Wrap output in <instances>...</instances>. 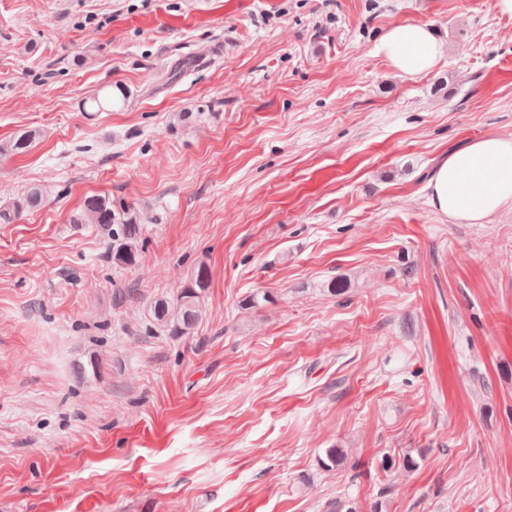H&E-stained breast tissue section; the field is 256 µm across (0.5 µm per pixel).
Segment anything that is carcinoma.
I'll return each instance as SVG.
<instances>
[{"mask_svg": "<svg viewBox=\"0 0 512 512\" xmlns=\"http://www.w3.org/2000/svg\"><path fill=\"white\" fill-rule=\"evenodd\" d=\"M97 111H110L118 104L112 92H95L86 99ZM39 137L36 130H25L9 142L0 146V155L24 154ZM46 190L41 187L29 189L21 197L6 206L0 207V223L10 224L26 210L37 207ZM77 224H95L109 236V251L112 264L121 267L136 262L139 246V221L130 209L116 211L112 209V200L106 196H91L84 201ZM209 277L204 265H199L192 280L171 300L160 299L150 306L151 322L159 328L184 336L191 332L202 316L203 293L208 288ZM347 457L341 448H328L320 458L321 466L326 470L339 469L346 463Z\"/></svg>", "mask_w": 512, "mask_h": 512, "instance_id": "cac0c4a2", "label": "carcinoma"}]
</instances>
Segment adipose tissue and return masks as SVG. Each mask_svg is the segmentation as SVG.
<instances>
[{
	"instance_id": "adipose-tissue-1",
	"label": "adipose tissue",
	"mask_w": 512,
	"mask_h": 512,
	"mask_svg": "<svg viewBox=\"0 0 512 512\" xmlns=\"http://www.w3.org/2000/svg\"><path fill=\"white\" fill-rule=\"evenodd\" d=\"M376 52L399 75L413 78L431 71L445 47L431 24L400 22L382 35ZM427 189L429 202L455 223L483 224L512 206V136L488 134L438 160Z\"/></svg>"
}]
</instances>
